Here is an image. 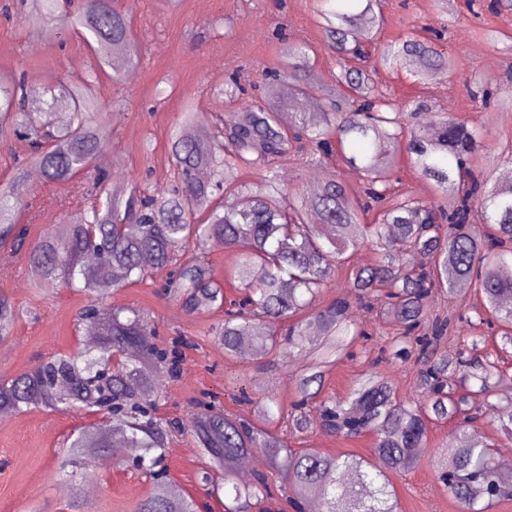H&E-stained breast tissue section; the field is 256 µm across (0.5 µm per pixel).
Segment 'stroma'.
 I'll list each match as a JSON object with an SVG mask.
<instances>
[{
	"label": "stroma",
	"mask_w": 512,
	"mask_h": 512,
	"mask_svg": "<svg viewBox=\"0 0 512 512\" xmlns=\"http://www.w3.org/2000/svg\"><path fill=\"white\" fill-rule=\"evenodd\" d=\"M0 0V72L25 75L32 85H78L86 80L94 62V51L81 35L71 33L64 43L43 41L31 48L33 33L44 32L39 22L20 21L16 10ZM116 6L128 18L141 46V60L133 78L113 84L110 72L99 73L96 93L112 114V140L98 164L113 175L139 177L144 186L160 192L171 172L169 133L178 122L184 102H192L203 120L224 112L222 92L230 80L240 85L257 84L258 93L275 100L278 81L265 78L277 68L280 50L293 38L304 37L316 49L314 80L333 84L338 61L323 46L315 12V0H127ZM456 23L449 26L440 47L454 61L447 81L419 80L408 69L378 71V82L401 103L424 99L435 111L482 124L485 145L473 167L476 171L504 179L512 173L507 158L512 148V105H505L508 77L512 76V10L500 9L495 0H455ZM386 19L382 40L401 42L415 27L439 29L440 15L432 0H385ZM483 82L496 83V99L478 109L471 88ZM280 100V99H277ZM294 110L295 96L280 100ZM335 170L349 191H356L361 178L357 170L342 162L334 165L299 158L281 167L279 177L290 188L309 190L313 174ZM33 190L28 208L18 216L29 227L30 239L43 236L53 225L68 221L89 205L93 181L83 174L62 183L30 179ZM0 293L15 302L19 317L7 342L0 344V379L24 373L38 360L77 350L85 335L77 315L85 305L82 292L57 281L32 286L26 250H0ZM114 308L145 310L156 328V343L181 340V370L176 379L165 380L156 389L158 414L182 423L184 430L171 440L167 456L168 478L184 492L203 497L200 475L209 459L198 448L189 429L202 396L214 397L226 412L246 413L238 403L239 386L261 395H272L283 410L296 398L295 373L304 355L268 366L242 362L225 356L209 334L221 312L199 309L185 312L174 299L162 295L155 281L147 280L115 289L107 299ZM370 338L357 343L352 358L337 363L327 373L321 398H344L355 381L378 373L409 398L419 392L413 361L390 358L388 351L400 333L399 326L382 319L378 312L356 310ZM86 415L63 414L42 407L0 417V512H67L70 490L56 471L62 443ZM273 432L294 448H316L327 455H368L371 439L362 436L343 440L321 430L298 433L287 420L273 424ZM93 482L97 490L94 512H134L136 504L153 489L147 476L116 465L99 469ZM398 512H458L438 479L429 457L392 475Z\"/></svg>",
	"instance_id": "35a3bbf8"
}]
</instances>
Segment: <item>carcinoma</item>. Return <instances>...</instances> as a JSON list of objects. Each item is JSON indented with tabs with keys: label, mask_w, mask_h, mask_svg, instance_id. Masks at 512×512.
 I'll list each match as a JSON object with an SVG mask.
<instances>
[{
	"label": "carcinoma",
	"mask_w": 512,
	"mask_h": 512,
	"mask_svg": "<svg viewBox=\"0 0 512 512\" xmlns=\"http://www.w3.org/2000/svg\"><path fill=\"white\" fill-rule=\"evenodd\" d=\"M323 45L340 59L336 89L324 90L311 78V47L296 39L281 52L280 69L305 107L290 112L273 103L252 102L243 112L205 123L192 105L183 106L170 133L172 183L156 193L134 186L127 199L106 192L111 174L99 169L93 179L97 201L89 210L57 224L29 246L33 283L59 280L85 293L81 320L98 330V342L70 355L57 354L30 371L0 381V416L45 406L68 414L112 409L105 428H76L67 436L62 477L69 482L68 512H80L84 483L95 476V462L112 454L118 464L119 435L139 449L133 462L155 484L135 512H199V504L168 485L166 458L171 431L180 424L156 416L154 387L178 376L179 341L161 348L152 343L149 314L140 308H112V291L167 271L160 291L186 311L198 307L224 310L211 328L224 353L243 361L280 358L307 352L296 376L300 400L288 414L291 426L304 432L313 426L345 438L372 437L371 456H330L316 448H290L260 427L276 421L278 402L253 397L241 389L256 421L224 412L210 401L198 402L192 432L210 456L201 483L224 489V512H269L273 491L260 472L249 482L237 477L236 464L254 452L284 475L286 504L294 512H396L390 475L414 464L426 448L430 425L457 419L446 448L432 459L442 485L461 512H491L512 499V481L498 471L494 448L477 423L485 418L489 399L512 402V375L489 358L470 354L481 337L473 331L497 326L502 348L512 346V278L499 269L512 265V182L485 178L470 166L482 148L483 128L476 122L448 117L425 102L398 104L373 79L375 66L409 68L414 77L443 79L453 63L438 47L439 32L412 35L382 45L384 23L380 0H318ZM23 21H46L49 40L70 31L81 33L93 48V70L112 66V82L140 59L126 16L114 0H81L71 12L60 0H21ZM367 38L361 39L357 28ZM117 47L126 50L111 62ZM32 88L22 75L0 76V141L28 140L23 172L0 184V248L26 243L27 229L17 222L28 206L31 188L24 170H40L48 182H64L89 170L112 134L111 114L95 104V80L80 86L59 85L43 91L45 112L59 116L49 125L39 112L25 110ZM321 108L316 114L309 109ZM312 146L311 158L337 155L361 177L356 195L330 173L311 197L281 184L279 169L301 144ZM410 156L412 166L432 182L437 200H420L392 192L397 157ZM209 170L206 181L197 177ZM257 175L251 185L236 183L238 173ZM374 222H365L369 212ZM221 239L233 254L229 278L238 294L226 298L224 285L205 260L188 255L208 239ZM369 245L379 253L375 263L351 271L348 290L316 306L323 288L344 265L345 253ZM414 251L431 256L430 265L410 263ZM262 277L256 278V272ZM469 284L482 296V307L467 308L456 318L432 314L434 292L454 297ZM375 308L403 328L394 356L415 358L421 392L398 397L385 378L359 379L349 398L329 399L306 409L321 391L326 371L367 333L355 322L353 307ZM19 312L0 294V342L9 339ZM472 335L457 337L449 351L441 341L459 328ZM482 397L477 401L476 397ZM224 472L219 483L215 472Z\"/></svg>",
	"instance_id": "carcinoma-1"
}]
</instances>
